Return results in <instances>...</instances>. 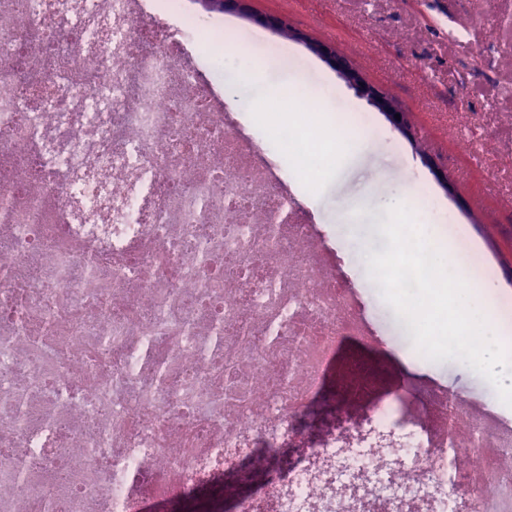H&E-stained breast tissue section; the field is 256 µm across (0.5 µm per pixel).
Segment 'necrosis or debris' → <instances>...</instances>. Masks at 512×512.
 Masks as SVG:
<instances>
[{"label": "necrosis or debris", "instance_id": "necrosis-or-debris-1", "mask_svg": "<svg viewBox=\"0 0 512 512\" xmlns=\"http://www.w3.org/2000/svg\"><path fill=\"white\" fill-rule=\"evenodd\" d=\"M146 14L0 0V512H512L498 425L357 361L326 397L357 291Z\"/></svg>", "mask_w": 512, "mask_h": 512}]
</instances>
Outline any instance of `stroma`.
<instances>
[{
  "mask_svg": "<svg viewBox=\"0 0 512 512\" xmlns=\"http://www.w3.org/2000/svg\"><path fill=\"white\" fill-rule=\"evenodd\" d=\"M253 17L221 13L224 71L216 51L195 37L186 49L204 78L226 88L222 103L236 119L265 104L272 90L301 87L343 117L357 138L335 172L309 184L296 202L310 224L335 225L342 272L357 289L380 344L345 343L340 358L358 356L383 371L382 384L407 391L409 382L446 387L473 402L496 393L461 361L418 357L405 318L386 304L369 276L367 259L384 252L381 200L410 188L431 224L447 227L455 247L480 251L486 268L470 278L490 288L491 303L512 296V0H249ZM286 18L293 36L255 22V15ZM335 46L370 83L407 112L415 133L405 138L307 46ZM486 64H476L479 53ZM264 66L260 79L246 66ZM447 173L449 195L423 160ZM414 364H405V357Z\"/></svg>",
  "mask_w": 512,
  "mask_h": 512,
  "instance_id": "obj_1",
  "label": "stroma"
}]
</instances>
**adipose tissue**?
<instances>
[{"instance_id": "ef3b65f1", "label": "adipose tissue", "mask_w": 512, "mask_h": 512, "mask_svg": "<svg viewBox=\"0 0 512 512\" xmlns=\"http://www.w3.org/2000/svg\"><path fill=\"white\" fill-rule=\"evenodd\" d=\"M262 120L268 131L292 132L293 138L277 163L282 174L304 186L323 179L356 137L353 129L325 107L304 110L303 95L295 87L274 92Z\"/></svg>"}]
</instances>
